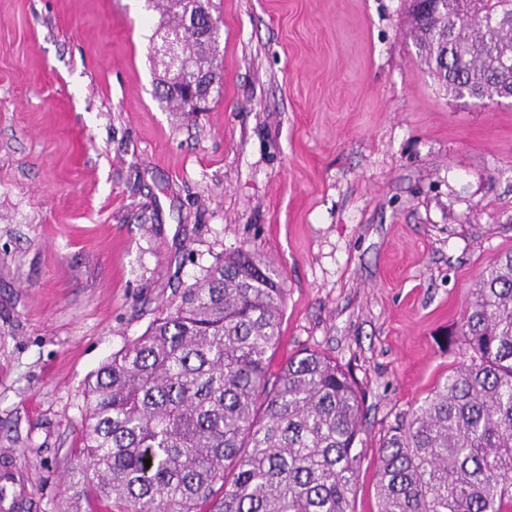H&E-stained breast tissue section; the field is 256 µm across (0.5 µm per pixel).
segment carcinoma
I'll return each instance as SVG.
<instances>
[{
  "label": "carcinoma",
  "instance_id": "1",
  "mask_svg": "<svg viewBox=\"0 0 512 512\" xmlns=\"http://www.w3.org/2000/svg\"><path fill=\"white\" fill-rule=\"evenodd\" d=\"M420 60L459 98L512 99V0H409ZM171 16L179 66L213 54L190 25L201 0H151ZM285 293L248 249L182 288L85 385L82 461L63 512H352L362 402L315 350L270 370ZM467 362L391 426L378 448L379 512L512 509V253L482 271L457 326ZM149 463H144V460Z\"/></svg>",
  "mask_w": 512,
  "mask_h": 512
}]
</instances>
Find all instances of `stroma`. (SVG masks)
I'll list each match as a JSON object with an SVG mask.
<instances>
[{
    "label": "stroma",
    "instance_id": "stroma-1",
    "mask_svg": "<svg viewBox=\"0 0 512 512\" xmlns=\"http://www.w3.org/2000/svg\"><path fill=\"white\" fill-rule=\"evenodd\" d=\"M204 112L155 90L147 0H0V512H62L87 378L176 289L247 248L285 288L274 365L336 360L376 449L465 358L512 252V104L448 93L407 0H210Z\"/></svg>",
    "mask_w": 512,
    "mask_h": 512
}]
</instances>
